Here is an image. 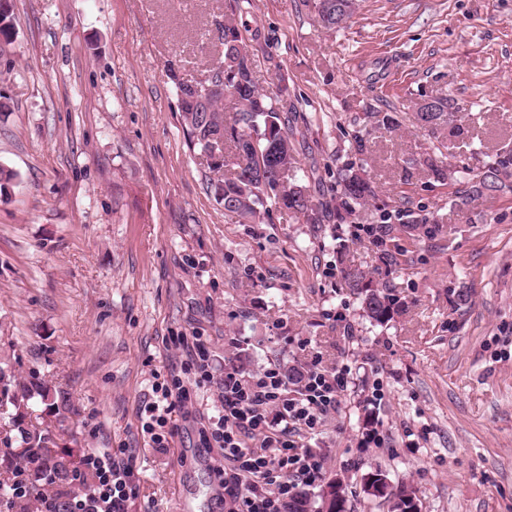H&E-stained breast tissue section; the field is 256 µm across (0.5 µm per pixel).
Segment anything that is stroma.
I'll list each match as a JSON object with an SVG mask.
<instances>
[{"instance_id": "stroma-1", "label": "stroma", "mask_w": 512, "mask_h": 512, "mask_svg": "<svg viewBox=\"0 0 512 512\" xmlns=\"http://www.w3.org/2000/svg\"><path fill=\"white\" fill-rule=\"evenodd\" d=\"M252 3L244 23L267 40L256 84L283 78L298 97L293 144L314 198L329 199L326 169L357 115L400 121L371 135L376 196L360 217L405 197L442 222L429 239L394 232L409 257L390 278L403 312L375 325L327 277L339 262L376 265L348 225L276 207L240 224L208 188L168 69L197 77L217 61L206 32L224 0H12L0 165L17 177L0 194V360L60 390L78 447L132 449L131 512H220L206 462L181 460L196 429L173 416L164 454L140 431L154 379L184 358L167 347L176 336L207 338L219 369L228 356L249 374L316 354L351 366L335 420L304 440L325 457V482L344 484L347 512H388L363 489L376 468L424 512H512V195L464 204L466 183L404 169L439 144L414 120L425 98L471 112L469 139L449 151L457 169L512 148V0H357L341 29L303 0ZM459 286L472 293L463 306ZM370 430L386 447H360Z\"/></svg>"}]
</instances>
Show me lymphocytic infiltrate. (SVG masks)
<instances>
[{
    "mask_svg": "<svg viewBox=\"0 0 512 512\" xmlns=\"http://www.w3.org/2000/svg\"><path fill=\"white\" fill-rule=\"evenodd\" d=\"M181 346L186 363L170 382L152 385L140 411L154 448L164 452L172 444L173 432L164 429L169 415L192 416L191 388L214 390L217 410L203 415L199 441L205 451L218 453L212 473L222 490L220 506L224 512H286L299 487L323 478L322 457L302 441L336 416L350 366L324 369L314 360L292 379L275 364L247 375L228 358L219 374L201 337ZM188 371L194 374L190 388L181 378ZM83 468L94 481L73 495L71 512H129L139 490L129 449L91 450Z\"/></svg>",
    "mask_w": 512,
    "mask_h": 512,
    "instance_id": "obj_1",
    "label": "lymphocytic infiltrate"
}]
</instances>
